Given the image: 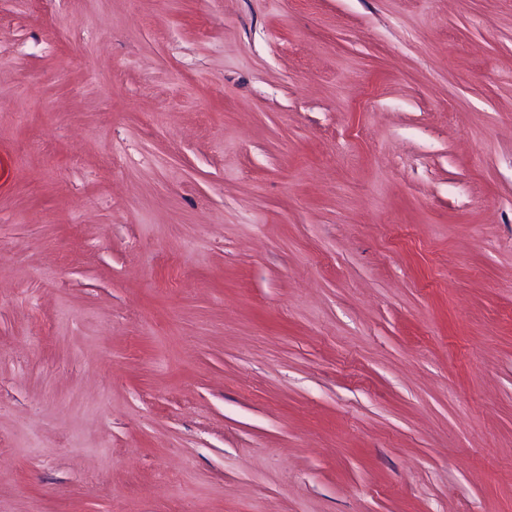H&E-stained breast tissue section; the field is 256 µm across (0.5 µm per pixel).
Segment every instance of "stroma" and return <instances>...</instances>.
Wrapping results in <instances>:
<instances>
[{
    "instance_id": "1",
    "label": "stroma",
    "mask_w": 512,
    "mask_h": 512,
    "mask_svg": "<svg viewBox=\"0 0 512 512\" xmlns=\"http://www.w3.org/2000/svg\"><path fill=\"white\" fill-rule=\"evenodd\" d=\"M0 512H512V0H0Z\"/></svg>"
}]
</instances>
